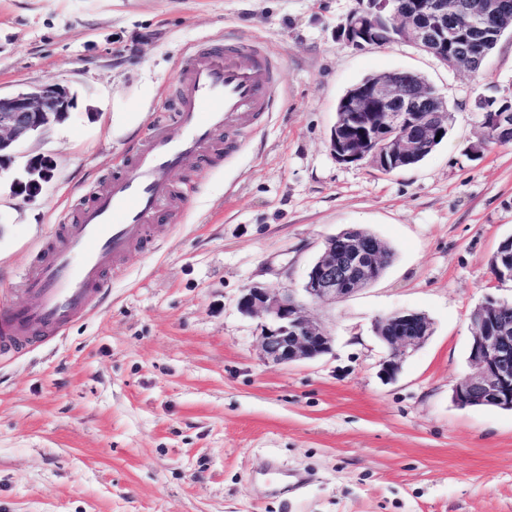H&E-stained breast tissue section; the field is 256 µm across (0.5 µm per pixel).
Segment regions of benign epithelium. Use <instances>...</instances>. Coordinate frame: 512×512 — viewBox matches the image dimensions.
Wrapping results in <instances>:
<instances>
[{"label":"benign epithelium","mask_w":512,"mask_h":512,"mask_svg":"<svg viewBox=\"0 0 512 512\" xmlns=\"http://www.w3.org/2000/svg\"><path fill=\"white\" fill-rule=\"evenodd\" d=\"M460 0H426L415 11L398 12L395 0H368L371 9L349 15L338 27L339 40L362 48L369 38L372 15L384 16L403 30V41L425 51L456 72L470 73L478 60L476 48L483 29H471L466 43L448 60V42L455 29L448 16L459 8ZM484 12L500 28L512 29V3L484 0ZM420 75H403L397 70L376 75L351 89L334 125L329 144L336 161L357 163L370 159L381 168L406 161L420 152L436 131L448 129V102L441 95H429L416 88ZM74 95L60 84H47L30 91L0 94V172L13 160L14 148L33 134L68 118ZM368 119L372 128L369 149H359L341 136L344 121ZM492 124L505 136L512 134V99L491 115ZM27 176L14 181L13 194L34 199L52 177L50 161L34 157L26 167ZM387 245L364 230H344L327 237L310 266L300 291H276L257 284L242 289L238 301L246 316H261L260 347L263 358L274 364H290L319 359L332 352L333 335L308 312L311 303H329L346 298L377 281ZM507 303L488 302L479 306L472 318L477 331L469 348L471 371L452 388V401L460 408L493 407L512 411V321L504 316ZM432 323L422 313L400 311L380 317L374 332L387 348L379 363V374L391 379L399 372L408 349L423 343Z\"/></svg>","instance_id":"obj_1"}]
</instances>
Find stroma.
Masks as SVG:
<instances>
[{"mask_svg":"<svg viewBox=\"0 0 512 512\" xmlns=\"http://www.w3.org/2000/svg\"><path fill=\"white\" fill-rule=\"evenodd\" d=\"M357 0H0V93L69 88L68 118L0 173V303L72 205L180 108L194 50L233 38L281 69L277 104L233 159H188L184 189L107 271L104 298L63 335L0 358V512H512V411L459 408L473 311L512 300L490 259L512 235V144L472 153L478 98L512 95V33L482 73L405 42L353 49ZM435 85L452 121L415 167L340 163L336 105L367 75ZM34 156L53 176L14 196ZM364 228L395 256L371 286L310 315L332 354L265 362L242 289L301 288L324 239ZM426 314L428 340L386 381L375 318Z\"/></svg>","mask_w":512,"mask_h":512,"instance_id":"obj_1","label":"stroma"}]
</instances>
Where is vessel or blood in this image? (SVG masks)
I'll return each instance as SVG.
<instances>
[{"label":"vessel or blood","instance_id":"b4317fda","mask_svg":"<svg viewBox=\"0 0 512 512\" xmlns=\"http://www.w3.org/2000/svg\"><path fill=\"white\" fill-rule=\"evenodd\" d=\"M236 43L189 55L179 72V119L128 155L105 186L81 204L72 223L23 276L25 304L0 303V357L32 336H57L108 288L104 270L146 240L158 213L178 199L175 170L190 157L211 155L224 134V154L239 148V131L271 111L279 73L260 53L242 62Z\"/></svg>","mask_w":512,"mask_h":512}]
</instances>
